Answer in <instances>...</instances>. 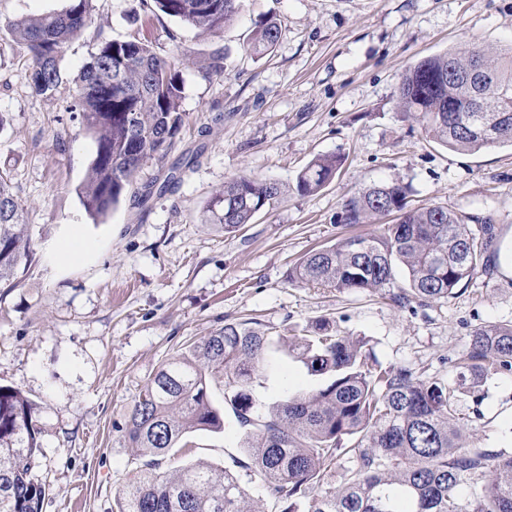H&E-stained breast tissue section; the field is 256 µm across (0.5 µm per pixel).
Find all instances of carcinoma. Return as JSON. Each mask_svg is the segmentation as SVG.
<instances>
[{
  "mask_svg": "<svg viewBox=\"0 0 512 512\" xmlns=\"http://www.w3.org/2000/svg\"><path fill=\"white\" fill-rule=\"evenodd\" d=\"M92 0L9 21L30 60L29 86L56 96L66 44L91 21ZM164 14L202 34H217L243 0H154ZM274 18L261 21L247 51L261 56L276 44ZM96 51L75 79L69 111L95 143L81 191L94 220L106 216L133 187L144 160L165 155L183 124L178 61L137 40L96 34ZM398 107L430 140L475 152L512 145V46L487 55L445 52L406 69ZM342 165L337 154L315 156L296 191L314 195ZM409 187L373 184L349 198L340 223L395 222L369 236H349L313 249L288 269V281L340 293L381 292L402 308L452 297L478 274L492 275L497 235L491 217L446 206L409 205ZM285 195L276 181L237 175L207 204L208 220L233 232ZM31 257L24 207L0 177V283ZM293 356L316 387L302 396L265 402L254 383L278 353ZM456 386L408 367L385 366L363 338L342 336L326 320L307 336H276L252 319L228 322L165 362L134 401L125 440L147 458L119 497L118 512H244L247 489L214 465L156 473L173 448L197 431L224 430V409L238 424L239 448L280 512H512V455L478 448L457 413L455 392L479 401L484 380L512 375V324L478 326L456 359ZM223 383V406L210 383ZM40 453L35 407L0 386V512H42L45 485L31 472ZM350 465L334 473L342 458Z\"/></svg>",
  "mask_w": 512,
  "mask_h": 512,
  "instance_id": "1",
  "label": "carcinoma"
}]
</instances>
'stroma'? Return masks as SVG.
<instances>
[{
	"label": "stroma",
	"instance_id": "1",
	"mask_svg": "<svg viewBox=\"0 0 512 512\" xmlns=\"http://www.w3.org/2000/svg\"><path fill=\"white\" fill-rule=\"evenodd\" d=\"M68 0H0V176L29 211L32 258L15 286L0 285V386L35 406L41 452L32 471L46 487L42 512H117L143 459L121 432L147 379L178 350L224 323L257 319L302 335L329 320L367 340L386 366L425 368L455 384L453 361L474 327L512 322V147L460 152L441 146L401 112L397 87L422 58L512 47V0H244L233 24L203 35L155 11L152 0H93L91 29L66 47L55 98L33 97L29 60L6 21L67 7ZM276 18L279 38L262 56L246 43L260 19ZM142 40L177 54L184 91L182 129L166 157L145 160L131 194L105 222L85 212L79 190L95 151L68 106L74 79L94 52V31ZM224 72L206 76L209 57ZM345 162L319 192L300 195L296 177L318 154ZM199 161L147 205L134 196L166 178L186 154ZM287 186L252 224L228 233L205 207L236 175ZM411 187V205L439 204L492 217L499 229L497 271L476 275L454 297L414 309L379 295L339 293L288 282V269L313 248L377 232L338 222L345 200L375 183ZM84 228L82 257L59 262L57 244ZM287 356L256 389L266 400L313 386ZM484 400L458 398L473 443L512 449V376L488 377ZM218 464L247 485L253 512H275L250 480L237 425L196 432L166 467Z\"/></svg>",
	"mask_w": 512,
	"mask_h": 512
}]
</instances>
